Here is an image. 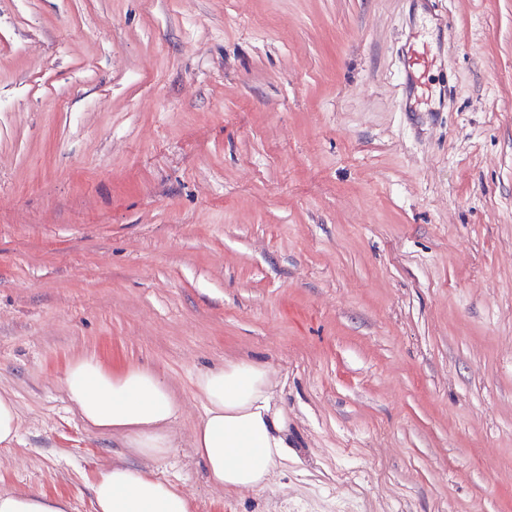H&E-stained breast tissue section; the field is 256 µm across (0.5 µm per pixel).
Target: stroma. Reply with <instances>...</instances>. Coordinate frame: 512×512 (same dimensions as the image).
Segmentation results:
<instances>
[{"mask_svg":"<svg viewBox=\"0 0 512 512\" xmlns=\"http://www.w3.org/2000/svg\"><path fill=\"white\" fill-rule=\"evenodd\" d=\"M82 354L182 398L172 455L82 427ZM239 361L293 454L227 492L195 380ZM0 389V492L71 512L116 461L189 512H512V0H0ZM431 61L428 58L425 50H413L412 54V68L413 75H411V86L413 91L416 90L420 96H423L427 83L425 81V73L430 69ZM20 417L15 400L0 393V445H8L18 438Z\"/></svg>","mask_w":512,"mask_h":512,"instance_id":"obj_1","label":"stroma"}]
</instances>
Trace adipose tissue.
<instances>
[{
    "label": "adipose tissue",
    "mask_w": 512,
    "mask_h": 512,
    "mask_svg": "<svg viewBox=\"0 0 512 512\" xmlns=\"http://www.w3.org/2000/svg\"><path fill=\"white\" fill-rule=\"evenodd\" d=\"M195 385L205 405L193 445L210 482L230 492L264 489L292 452L268 372L242 361L198 374ZM63 387L86 429L121 437L147 460L172 453L169 427L184 405L156 373L132 366L115 374L95 355H81L68 364ZM93 496L95 512H189L181 491L122 463L101 472ZM0 512H69V502L17 490L0 494Z\"/></svg>",
    "instance_id": "1"
}]
</instances>
